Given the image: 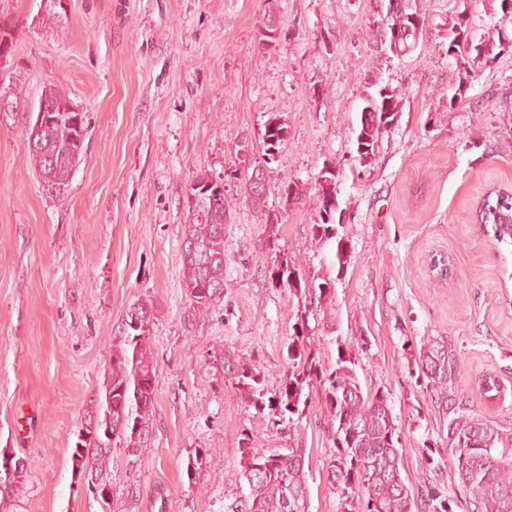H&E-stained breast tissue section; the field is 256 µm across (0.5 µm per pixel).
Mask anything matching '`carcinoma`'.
<instances>
[{
  "instance_id": "obj_1",
  "label": "carcinoma",
  "mask_w": 512,
  "mask_h": 512,
  "mask_svg": "<svg viewBox=\"0 0 512 512\" xmlns=\"http://www.w3.org/2000/svg\"><path fill=\"white\" fill-rule=\"evenodd\" d=\"M392 9L381 24L369 30L367 41L376 58L385 61L413 51L428 24L421 0H387ZM259 44L272 49L278 43L268 34L270 24L279 22L275 0H264ZM505 55H512V38L504 34L496 40L474 42L472 20L461 11L448 29V56L455 70L448 88V110L466 97L478 74L475 62L489 67ZM374 92L364 97L356 141L365 147L357 152L359 165L370 170L375 161L380 135L401 112L403 91L372 80ZM41 99L58 108L71 98L58 86L46 88ZM88 128L86 113L47 112L28 148L32 164L42 177L44 187L57 197L63 196L85 152ZM283 146L286 133L282 124L271 117L265 126L262 160L252 159L241 175L246 198L264 215L270 228L269 250L275 259L270 278L289 290L297 299L296 322L286 354L287 370L278 391L270 394L260 380L259 368L227 354L220 357L228 382L242 394L256 412L275 423L291 424L310 405L313 386L321 388L320 405L327 414L332 450L324 476L336 490L341 504H359L357 512H454L457 501L448 498L430 481L414 489L403 473L400 430L392 414L390 393L381 389L363 390L353 368L354 360L344 357L337 347V359L322 361L321 352L309 334V316L333 300L335 279L304 277L294 259L277 243L275 225L283 220L266 209V190L250 185L252 169L259 162L270 164L267 137ZM315 189L319 198L318 215L313 219V234L320 240L338 239L343 210L332 205L337 196L336 172L323 164L317 174ZM196 212H188L181 244L183 288L191 315H204L224 299V226L229 211L224 193L210 191L196 199ZM476 221L491 225L496 243L512 245V192L486 196L476 212ZM151 323V306L138 302L125 313L123 335L112 342L110 369L85 415L86 424H96L94 437L86 442L82 466L99 493L97 502L105 503L101 512H112V485L108 471L112 449L123 448L126 467L139 465L143 451L153 440L155 421V366L151 351L152 328H136L131 313ZM417 380L429 394L438 412L448 421V468L465 492L471 512H512V430L492 421L468 406L459 381L457 355L444 337L424 341L415 358ZM241 453L247 456L240 476L248 493L234 512H306L309 471L305 470V452L290 448L285 454L265 455L252 447L245 437ZM30 467L25 460L10 471H0V500H16L26 492L25 480Z\"/></svg>"
}]
</instances>
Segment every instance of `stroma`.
Wrapping results in <instances>:
<instances>
[{
  "instance_id": "obj_1",
  "label": "stroma",
  "mask_w": 512,
  "mask_h": 512,
  "mask_svg": "<svg viewBox=\"0 0 512 512\" xmlns=\"http://www.w3.org/2000/svg\"><path fill=\"white\" fill-rule=\"evenodd\" d=\"M422 5L430 25L417 49L386 64L365 41L380 19L376 0H278L284 35L271 50L258 43L263 0H66L56 26L44 0H0L16 24L0 63V451L31 463L27 494L0 512H101L77 491L71 453L136 302L153 306L156 422L136 469L112 451L115 512H155L159 492L175 512H234L248 433L266 455L304 449L308 512H340L323 473L332 443L320 405L273 424L226 382L219 360L258 364L270 392L284 380L296 304L271 283L268 230L239 178L274 115L287 128L266 172L279 243L306 276L336 280L325 307L335 334L318 319L310 330L326 362L350 355L363 388L390 393L412 485L434 478L464 502L448 468L422 469V456L447 459L448 431L414 358L424 339L447 337L471 406L512 428V249L475 219L485 196L512 187V56L479 67L450 111L444 47L454 12L471 16L477 41L512 32V14L497 0ZM369 72L401 87L405 105L365 174L354 140ZM51 85L88 115L62 199L45 190L25 135ZM326 163L346 216L341 258L311 229ZM202 173L223 176L230 222L224 300L191 321L181 243L186 189ZM292 181L302 204L285 193ZM439 252L454 263L445 283L428 266ZM489 375L500 384L493 400L481 389Z\"/></svg>"
}]
</instances>
